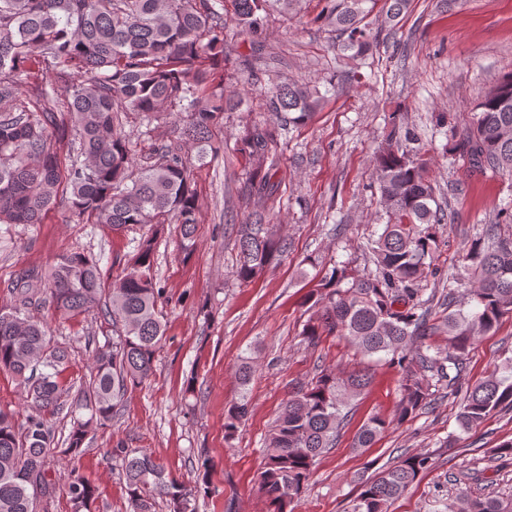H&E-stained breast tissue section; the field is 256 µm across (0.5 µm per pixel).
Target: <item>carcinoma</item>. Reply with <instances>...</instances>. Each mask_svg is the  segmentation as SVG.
I'll return each mask as SVG.
<instances>
[{
	"mask_svg": "<svg viewBox=\"0 0 512 512\" xmlns=\"http://www.w3.org/2000/svg\"><path fill=\"white\" fill-rule=\"evenodd\" d=\"M241 32L260 34L270 0H231ZM382 3L384 24L367 21ZM412 0H325L317 15L336 32L339 57L362 67L384 41L395 37ZM221 0H0V224H40L60 206L71 216L95 219L114 231L148 226L124 259L122 275L110 279L99 259L84 251L59 256L48 272L28 269L10 286L14 304L0 308V370L9 372L36 413L18 422L0 410V512H37L50 493L47 458L54 449L53 419L70 415L64 456H79L88 435L112 420L117 401L152 372L164 336L161 289L154 281L157 236L177 225L184 255L192 253L199 203L187 157L166 143L135 159L129 137L116 126L117 113L161 116L188 113L180 128L184 144L202 160L224 143L211 129L233 106L224 94V14ZM53 71L61 103L39 81L37 71ZM266 109L282 130L310 121L318 92L290 82L264 90ZM450 142L448 156L462 160L473 175L512 176V70L478 101L462 125L439 116ZM278 133L254 127L240 151L261 174L252 193L254 220L239 234L237 278L250 283L288 252L287 239L266 221L264 197L276 188ZM68 147L62 163L57 147ZM433 158L427 144L404 122L389 116L385 142L373 160V185L384 224L370 244L373 270L333 267L307 296L314 314L304 324L306 342L341 336L364 358L384 355L405 371L397 418L428 404L431 387H466L458 416L462 429L481 426L495 411L512 408V362L472 386H465L466 356L479 336L512 316V238L486 226L471 244V287L467 301L448 293L438 306L423 298V282L436 274V226L444 213L430 178ZM44 282L48 301L62 317L94 312L118 329L112 348L94 357V373L75 397L62 380L69 362L47 327L29 317L37 303L33 280ZM443 332L448 351H432L427 341ZM254 366L244 357L237 370L240 394L224 413L226 437L249 412L248 386ZM365 368L343 376L323 372L289 393L266 440L258 476L274 512H295L315 461L333 447L349 402L370 386ZM379 414L361 425L356 447L368 448L388 428ZM431 456L405 454L360 482L349 512H389ZM133 512H154L155 499L168 512H190L193 490L165 474L144 450L122 458ZM73 512H91L96 489L69 476ZM449 512H512V498L473 497L461 487Z\"/></svg>",
	"mask_w": 512,
	"mask_h": 512,
	"instance_id": "cac0c4a2",
	"label": "carcinoma"
}]
</instances>
